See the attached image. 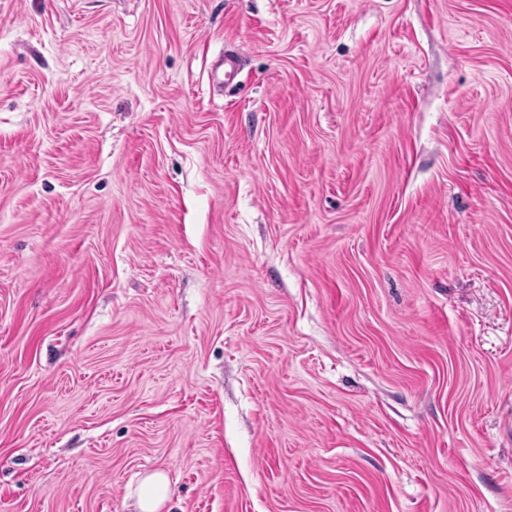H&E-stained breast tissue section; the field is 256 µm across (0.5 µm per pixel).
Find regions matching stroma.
Listing matches in <instances>:
<instances>
[{"label": "stroma", "instance_id": "stroma-1", "mask_svg": "<svg viewBox=\"0 0 512 512\" xmlns=\"http://www.w3.org/2000/svg\"><path fill=\"white\" fill-rule=\"evenodd\" d=\"M154 470L512 512V0H0V512ZM237 61L232 54H224L214 61L210 68V85L224 86V82L231 81L237 74Z\"/></svg>", "mask_w": 512, "mask_h": 512}]
</instances>
